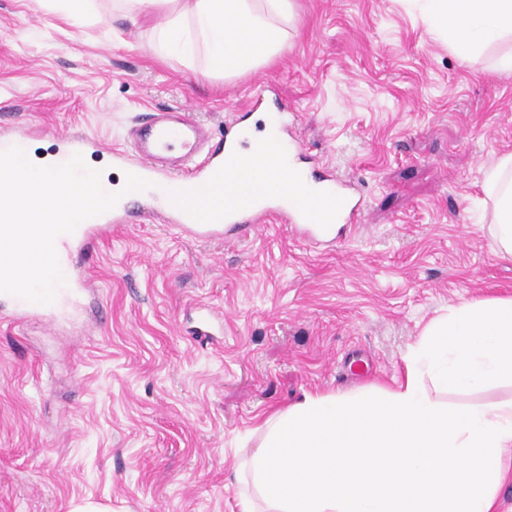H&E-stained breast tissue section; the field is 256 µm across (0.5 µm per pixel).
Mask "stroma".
I'll use <instances>...</instances> for the list:
<instances>
[{
    "label": "stroma",
    "mask_w": 512,
    "mask_h": 512,
    "mask_svg": "<svg viewBox=\"0 0 512 512\" xmlns=\"http://www.w3.org/2000/svg\"><path fill=\"white\" fill-rule=\"evenodd\" d=\"M274 63L230 80L158 60L150 29L73 26L38 0H0V138L125 145L178 107L213 137L254 96L292 112L301 166L333 168L363 202L356 231L316 249L266 224L230 245L151 218L113 231L76 273L98 309L50 326L0 320V512H237V444L306 392L394 386L429 322L512 297L490 249L483 172L512 151V70L459 58L415 0H296ZM224 314L221 346L190 332Z\"/></svg>",
    "instance_id": "stroma-1"
}]
</instances>
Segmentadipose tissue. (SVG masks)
Returning a JSON list of instances; mask_svg holds the SVG:
<instances>
[{"instance_id":"obj_1","label":"adipose tissue","mask_w":512,"mask_h":512,"mask_svg":"<svg viewBox=\"0 0 512 512\" xmlns=\"http://www.w3.org/2000/svg\"><path fill=\"white\" fill-rule=\"evenodd\" d=\"M432 33L468 58L512 42V0H420ZM129 22L157 8L159 57L196 75L232 79L288 47L294 0H112ZM274 131L249 133L236 168L240 188L283 184L289 203L320 212L289 160L264 150ZM491 249L512 260V152L486 169ZM396 388L306 393L263 415L237 455L238 512H503L512 485V398L470 405L449 394L512 385V298L463 301L436 318L404 356Z\"/></svg>"}]
</instances>
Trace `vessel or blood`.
Masks as SVG:
<instances>
[{"instance_id":"1","label":"vessel or blood","mask_w":512,"mask_h":512,"mask_svg":"<svg viewBox=\"0 0 512 512\" xmlns=\"http://www.w3.org/2000/svg\"><path fill=\"white\" fill-rule=\"evenodd\" d=\"M243 124L229 122L224 137L211 141L206 127L185 112H157L131 128L125 148L112 152V166L135 174L161 193L177 199L160 211L162 223L198 240L235 242L239 230L263 224H282L311 245L334 239V225L360 223L363 204L350 182L333 172L315 180L317 196L328 209L319 215L289 207L280 185H269L261 195L237 189L225 193L223 202L206 211L202 203L213 186L232 178L244 147ZM139 212L126 202L99 214L91 223L78 225L58 238L63 260L84 253L111 234L113 228L137 223ZM86 279L74 278L60 288L66 307L78 308L87 294Z\"/></svg>"}]
</instances>
